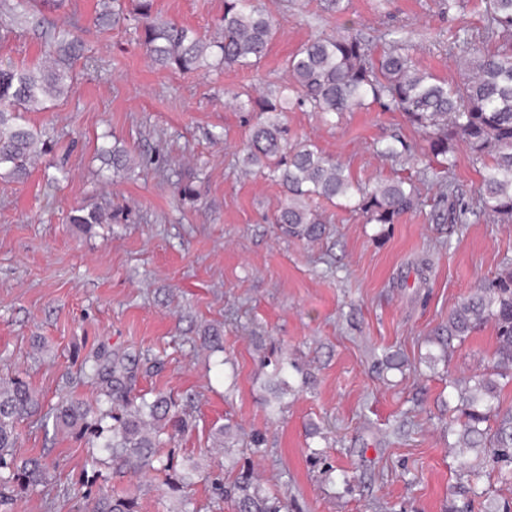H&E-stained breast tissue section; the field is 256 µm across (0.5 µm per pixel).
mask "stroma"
<instances>
[{
    "label": "stroma",
    "mask_w": 512,
    "mask_h": 512,
    "mask_svg": "<svg viewBox=\"0 0 512 512\" xmlns=\"http://www.w3.org/2000/svg\"><path fill=\"white\" fill-rule=\"evenodd\" d=\"M440 2L348 0L339 16L323 0H261L276 25L267 56L205 76L153 65L132 24H95L103 0H30L35 21L0 39V64L39 62L44 24L81 40L89 58L66 95L25 115L52 152L25 182L0 180V379L39 392L42 410L20 423L15 456L49 468L47 483L15 493L8 512H83L87 500L121 492L136 493L139 512H175L162 475L116 472L93 430L56 426L59 402L100 395L81 371L94 356L135 361L133 397L162 393L190 415L162 450L178 466L232 483L237 469L208 454L214 428L231 422L241 442L264 434L249 464L288 512H448L461 483L448 382L482 373L496 336L485 325L448 361L428 337L512 256V224L449 225L427 183L421 207L398 223L329 205L321 240L283 235L271 222L283 189L246 170L254 118L231 105L243 89L286 85L287 58L347 21L370 38L411 31L419 67L458 81L448 46L460 28H482L483 10L465 0L451 16ZM154 14L211 36L224 0H154ZM287 120L359 183L413 171L371 149L393 134L418 141L402 113L375 107L330 126L295 108ZM104 143L129 151V170H107ZM182 182L194 197H182ZM78 207L107 219L83 230L68 221ZM423 258L431 267L421 280L413 265ZM212 329L223 351L206 346ZM278 360L298 370L276 398Z\"/></svg>",
    "instance_id": "stroma-1"
}]
</instances>
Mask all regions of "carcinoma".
I'll return each instance as SVG.
<instances>
[{
	"label": "carcinoma",
	"instance_id": "cac0c4a2",
	"mask_svg": "<svg viewBox=\"0 0 512 512\" xmlns=\"http://www.w3.org/2000/svg\"><path fill=\"white\" fill-rule=\"evenodd\" d=\"M140 42L158 65L182 72L207 74L224 67L250 68L265 57L274 25L257 0H224L221 36L211 39L184 26L153 16V0H133ZM486 24L482 38H501L493 52H472L474 34L463 30L454 48L468 56L459 82L450 85L419 68L411 33L402 32L381 52L376 44L344 25L334 36L303 44L286 63L291 80L276 95L250 93L236 96L242 112H254L257 122L243 145L244 163L277 181L284 201L274 223L291 238L315 241L326 230L318 201L343 200L365 215L370 224H395L421 204L419 189L410 177L386 180L374 186L353 181L346 165L324 155L314 144L291 135L285 122L288 103L294 102L325 119L345 112L378 106L402 113L419 133L422 144L393 135L373 144V152L392 162L415 161L428 153L438 167L426 165L418 174L439 186L448 201V223L470 224L481 219L512 222V0H482ZM0 12L10 24L31 20L27 0H0ZM126 20L122 0H107L97 21L117 24ZM49 56L32 67L0 65V178L21 180L28 167L52 151L50 140L21 124L22 113L44 108L46 101L63 95L72 81V63L85 55L77 39L52 27L43 31ZM462 147L481 164L478 206L465 201L453 181L456 151ZM105 162L116 173L126 169L128 151L117 146L102 149ZM99 209L78 208L70 223L87 227L103 223ZM496 330L491 372L457 379L450 394L459 412L448 430L457 435L462 450L489 458L499 472H512V407H503L500 392L512 383V257L500 269L471 289L448 314V320L430 337L447 357L454 342L486 324ZM82 371L104 388L96 406L66 402L55 413L56 424L70 429L97 414L96 423L113 420L99 445L113 463L133 475L165 474L167 494L178 498L176 512H194L186 495L190 478L169 459H162V436L189 426L186 414L171 398L159 394L152 401L130 398L132 367L124 360L112 365H83ZM39 394L19 379L0 381V505L10 494L47 482L49 471L38 457L17 461L13 449L16 425L37 414ZM234 429L224 424L213 432L212 447H234ZM225 495L234 498L237 512H283L287 506L266 495L250 474H241ZM88 512H139L136 494L103 495L87 502Z\"/></svg>",
	"mask_w": 512,
	"mask_h": 512
}]
</instances>
